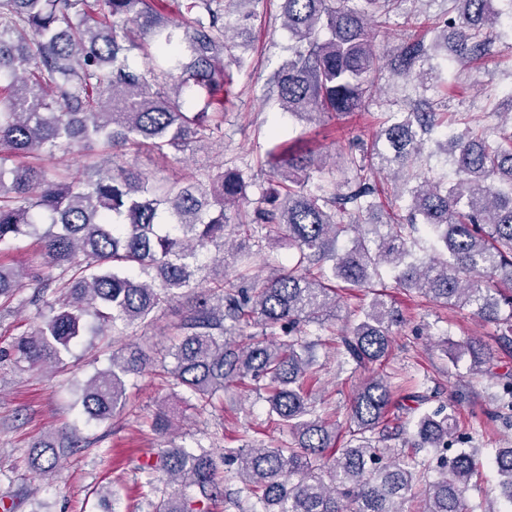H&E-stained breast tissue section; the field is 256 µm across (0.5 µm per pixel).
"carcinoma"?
I'll list each match as a JSON object with an SVG mask.
<instances>
[{"instance_id":"cac0c4a2","label":"carcinoma","mask_w":512,"mask_h":512,"mask_svg":"<svg viewBox=\"0 0 512 512\" xmlns=\"http://www.w3.org/2000/svg\"><path fill=\"white\" fill-rule=\"evenodd\" d=\"M421 0H282L288 59L271 77L280 109L312 121L359 112L385 68L427 92L391 113L372 142L342 154L352 178L342 188L313 184L315 160L285 143L265 153L270 179L247 198L254 175L218 166L168 186L121 163L145 146L166 156L223 137L224 110L235 98L233 71L247 68L235 35L260 17L263 0H185L184 18H164L155 0H0V310L22 287L23 269L5 263L10 245L34 238L58 269L36 284L58 309L13 349L15 359L45 366L79 336L105 328L115 335L148 325L160 304L187 299L176 325L169 383L203 408L221 403L230 384L260 385L268 415L288 429L275 446L244 444L224 452L220 475L212 448L172 445L139 467L151 512H206L218 498L248 512H405L424 486L421 512H468L477 449L450 402L421 413L404 445L432 457L391 453L383 444L406 427L389 424L392 407L430 397L399 389L374 369L390 354L403 314L376 293L339 336L342 362L372 374L354 392L345 422L317 414L305 394L314 376L310 327L333 324L340 288L373 289L381 270L395 287L446 307H468L499 327L512 345V120L465 125L433 139L444 122V69L484 55L496 28L512 30V0H446L431 39L411 31L382 48L371 28ZM154 48L140 70L135 50ZM209 97L211 112H189L186 94ZM450 157L455 180L429 175L426 145ZM101 149L98 164L47 175L39 161L57 152ZM404 203L395 224L365 216ZM234 216H229V213ZM257 230L258 240L294 250L292 265L249 275L253 252L229 247L228 228ZM432 252L414 257L419 234ZM347 244L340 245L341 239ZM214 256H208L210 250ZM236 267V281L213 277V265ZM256 325L260 332L246 334ZM469 372H482L486 345L461 344ZM139 350L112 351L110 365L82 390L81 414L106 422L126 405V379L141 372ZM494 395V421L512 424V377ZM348 434L345 446L336 441ZM72 433L42 441L28 464L51 474L62 448H80ZM492 462L512 505V447ZM165 478H160L158 473ZM200 489L193 501L186 490Z\"/></svg>"}]
</instances>
